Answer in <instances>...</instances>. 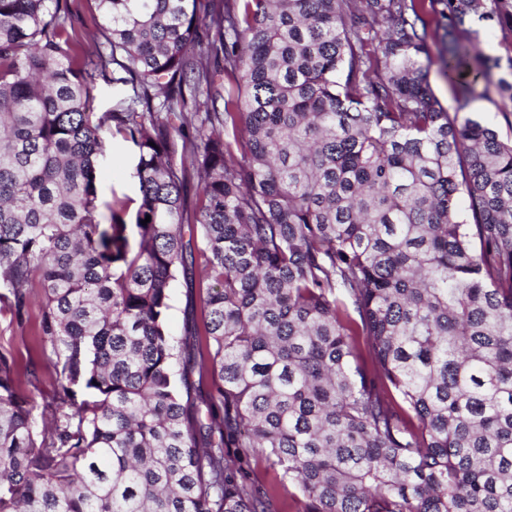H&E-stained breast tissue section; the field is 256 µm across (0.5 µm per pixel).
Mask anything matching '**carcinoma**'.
Masks as SVG:
<instances>
[{
	"instance_id": "cac0c4a2",
	"label": "carcinoma",
	"mask_w": 512,
	"mask_h": 512,
	"mask_svg": "<svg viewBox=\"0 0 512 512\" xmlns=\"http://www.w3.org/2000/svg\"><path fill=\"white\" fill-rule=\"evenodd\" d=\"M71 2L0 0V304L42 289L60 376L41 430L0 352V512H276L260 458L302 512H512V135L421 62L512 107L463 38L512 0H92L94 31ZM99 79L131 93L95 112ZM116 135L131 224L96 185ZM188 166L199 402L166 328ZM430 85L448 112H456L455 92L439 71V65L434 63L429 69ZM184 217L190 224L196 223L195 218L200 206V185L195 174L189 172L183 187Z\"/></svg>"
}]
</instances>
